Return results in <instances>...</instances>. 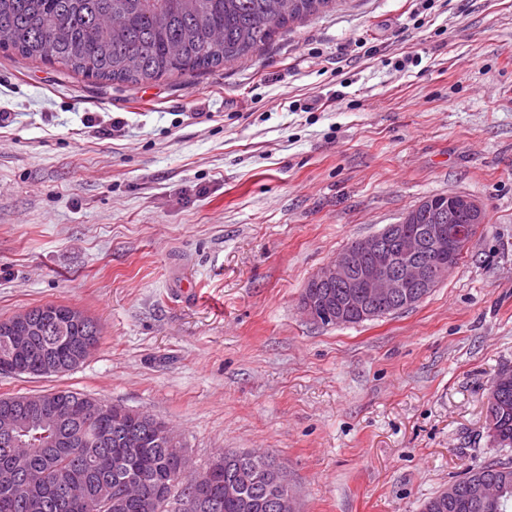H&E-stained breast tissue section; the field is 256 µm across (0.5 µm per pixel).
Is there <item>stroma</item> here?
Listing matches in <instances>:
<instances>
[{"instance_id": "obj_1", "label": "stroma", "mask_w": 512, "mask_h": 512, "mask_svg": "<svg viewBox=\"0 0 512 512\" xmlns=\"http://www.w3.org/2000/svg\"><path fill=\"white\" fill-rule=\"evenodd\" d=\"M1 112L0 318L71 306L100 344L61 377L0 372V395L148 412L199 468L264 449L297 512H421L512 462L486 432L512 368V0H340L143 85L0 51ZM454 192L487 221L422 301L342 327L300 312L349 243Z\"/></svg>"}]
</instances>
